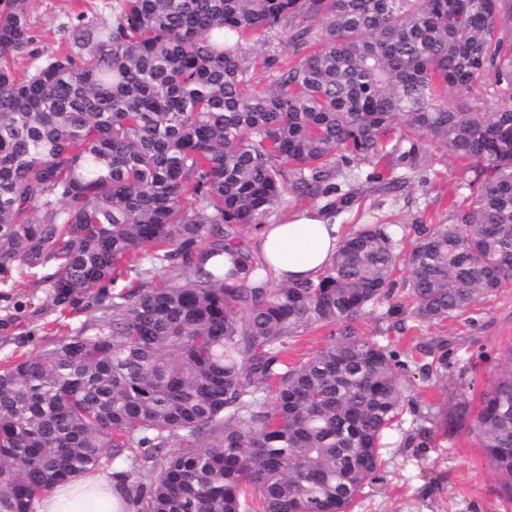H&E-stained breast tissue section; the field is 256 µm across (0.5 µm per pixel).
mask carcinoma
Returning <instances> with one entry per match:
<instances>
[{
	"label": "carcinoma",
	"mask_w": 512,
	"mask_h": 512,
	"mask_svg": "<svg viewBox=\"0 0 512 512\" xmlns=\"http://www.w3.org/2000/svg\"><path fill=\"white\" fill-rule=\"evenodd\" d=\"M278 30L288 60L264 59L261 86L242 43ZM69 40L16 78L28 0H0V273L53 261L54 306L101 311L0 365V512L134 446L138 512H346L410 386L358 331L397 264L425 323L512 282V0H115ZM422 139L483 180L406 253L363 227L316 279L277 284L242 243L285 194L335 193L336 164L389 166ZM123 268L136 278L107 305ZM428 416L410 442L470 427L512 499V354L477 406ZM330 331V328H322L299 337L298 340L288 344V347L282 353L283 357L291 365L305 360L309 354L327 343V336Z\"/></svg>",
	"instance_id": "carcinoma-1"
}]
</instances>
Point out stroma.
Instances as JSON below:
<instances>
[{
    "label": "stroma",
    "instance_id": "35a3bbf8",
    "mask_svg": "<svg viewBox=\"0 0 512 512\" xmlns=\"http://www.w3.org/2000/svg\"><path fill=\"white\" fill-rule=\"evenodd\" d=\"M115 0H30L33 42L11 57L17 75L36 72L68 46L71 23L85 15L92 23H108ZM369 165L343 168L336 176L339 194L332 199L286 196L271 215L278 222L297 209L333 213L343 233L366 224H385L400 250H408L421 225L452 221V201L472 200L475 170L454 164L427 143L414 157L397 163L383 181L370 182ZM352 200H345V193ZM55 263L17 264L0 281V363L28 353L52 349L61 334L77 331L85 314L69 316L55 307L45 283ZM392 297L364 315L362 336L390 345L409 364V398L400 419L385 430L381 443L384 466L379 480L367 484L349 512H512L500 480L468 429L454 436L435 435L428 447L407 441L428 406L446 407L467 387L482 389L502 369L512 350V286L480 301L467 314L441 324L416 321L411 312L408 274L396 272ZM448 349V368L433 371L437 342Z\"/></svg>",
    "mask_w": 512,
    "mask_h": 512
}]
</instances>
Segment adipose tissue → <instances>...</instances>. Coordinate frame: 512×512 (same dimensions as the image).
Wrapping results in <instances>:
<instances>
[{"mask_svg":"<svg viewBox=\"0 0 512 512\" xmlns=\"http://www.w3.org/2000/svg\"><path fill=\"white\" fill-rule=\"evenodd\" d=\"M342 240L341 227L314 210L292 212L279 224L266 225L257 248L274 278L289 283L316 278ZM114 478L92 473L58 484L36 501L35 512H135Z\"/></svg>","mask_w":512,"mask_h":512,"instance_id":"obj_1","label":"adipose tissue"}]
</instances>
